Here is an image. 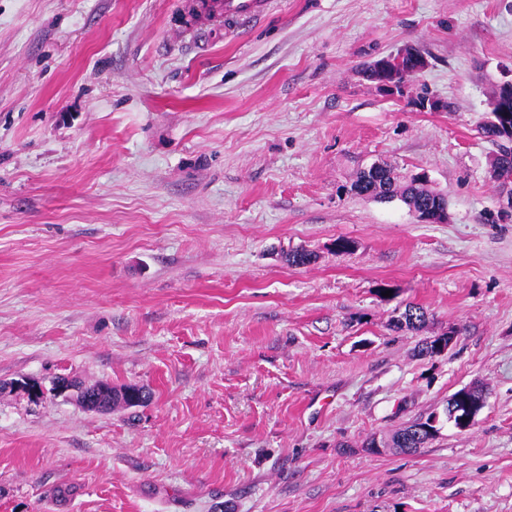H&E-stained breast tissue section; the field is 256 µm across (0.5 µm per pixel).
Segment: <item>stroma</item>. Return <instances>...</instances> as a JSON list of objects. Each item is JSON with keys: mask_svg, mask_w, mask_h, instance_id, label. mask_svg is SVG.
Returning a JSON list of instances; mask_svg holds the SVG:
<instances>
[{"mask_svg": "<svg viewBox=\"0 0 512 512\" xmlns=\"http://www.w3.org/2000/svg\"><path fill=\"white\" fill-rule=\"evenodd\" d=\"M407 46L402 92L364 77ZM510 79L512 0H275L242 32L187 0H0V382L152 393H0V512H512V223L480 129ZM375 162L427 173L447 223L352 193ZM409 304L423 328H393ZM475 383L470 430L367 448ZM55 397L63 396L65 398L77 397L81 403L89 410L92 411H107L111 406H115L118 404H125L127 406H135L137 403H142L148 398V394L143 388H139V392L141 393V398L135 404H130L128 399L122 394L119 390L112 391H104L102 396H90V392L88 393L82 387L76 386L72 381L67 378H56L52 381V386L50 390H48ZM108 394L109 397H112V401L109 397H104V395Z\"/></svg>", "mask_w": 512, "mask_h": 512, "instance_id": "1", "label": "stroma"}]
</instances>
